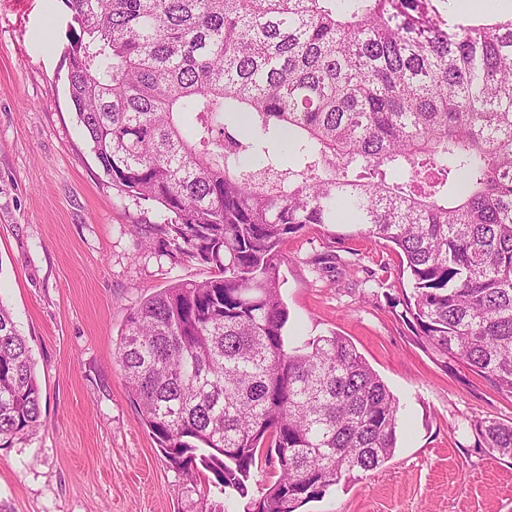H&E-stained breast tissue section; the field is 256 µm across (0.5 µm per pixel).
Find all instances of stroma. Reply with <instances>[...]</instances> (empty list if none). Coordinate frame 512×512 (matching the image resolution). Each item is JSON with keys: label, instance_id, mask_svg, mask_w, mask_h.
I'll list each match as a JSON object with an SVG mask.
<instances>
[{"label": "stroma", "instance_id": "35a3bbf8", "mask_svg": "<svg viewBox=\"0 0 512 512\" xmlns=\"http://www.w3.org/2000/svg\"><path fill=\"white\" fill-rule=\"evenodd\" d=\"M65 0H0V302L26 337L38 432L0 448V512H242L163 457L113 360L132 308L211 265L171 250L156 204L100 168L70 101ZM289 343L349 338L399 401L397 448L299 512H512V459L471 423L512 395L416 341L400 258L362 227L309 225L281 246Z\"/></svg>", "mask_w": 512, "mask_h": 512}]
</instances>
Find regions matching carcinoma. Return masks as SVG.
I'll return each instance as SVG.
<instances>
[{
    "mask_svg": "<svg viewBox=\"0 0 512 512\" xmlns=\"http://www.w3.org/2000/svg\"><path fill=\"white\" fill-rule=\"evenodd\" d=\"M70 99L104 174L215 275L129 314L114 360L173 466L296 512L390 459L399 404L337 333L288 348L280 246L311 224L394 245L420 345L512 394V19L430 0H65ZM0 302V448L34 435ZM512 459V424L471 423ZM277 478L249 495L252 468ZM464 0H435L433 6L439 13L440 19L448 23L449 26L454 24H469L481 20L475 18L458 6V2Z\"/></svg>",
    "mask_w": 512,
    "mask_h": 512,
    "instance_id": "carcinoma-1",
    "label": "carcinoma"
}]
</instances>
